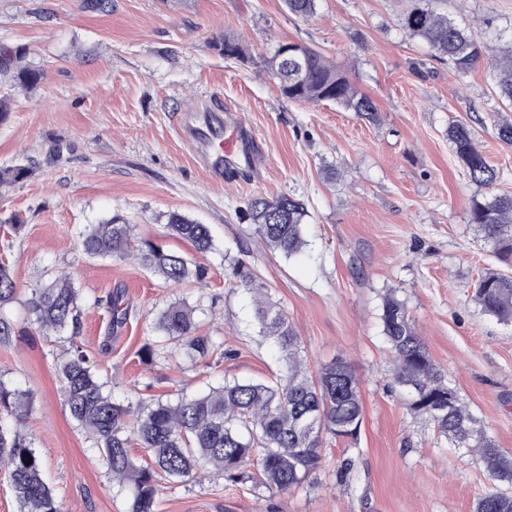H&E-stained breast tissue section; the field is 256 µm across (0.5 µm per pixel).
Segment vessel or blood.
I'll return each mask as SVG.
<instances>
[{
  "label": "vessel or blood",
  "instance_id": "b4317fda",
  "mask_svg": "<svg viewBox=\"0 0 512 512\" xmlns=\"http://www.w3.org/2000/svg\"><path fill=\"white\" fill-rule=\"evenodd\" d=\"M179 130L197 146L202 164L217 181L222 180L225 165L232 163L244 150L243 136L226 132L224 117L220 114L202 125L193 123L191 117H182Z\"/></svg>",
  "mask_w": 512,
  "mask_h": 512
}]
</instances>
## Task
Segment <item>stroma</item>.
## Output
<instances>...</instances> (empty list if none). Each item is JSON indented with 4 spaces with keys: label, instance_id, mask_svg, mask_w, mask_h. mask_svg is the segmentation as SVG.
<instances>
[{
    "label": "stroma",
    "instance_id": "1",
    "mask_svg": "<svg viewBox=\"0 0 512 512\" xmlns=\"http://www.w3.org/2000/svg\"><path fill=\"white\" fill-rule=\"evenodd\" d=\"M84 3L0 0V40L26 46L28 62L44 72L32 90L0 85L10 108L0 122V168L30 169L0 186V259L19 289L5 312L12 332L0 338V380L34 396L22 430L65 512L129 508L64 405L55 367L71 344L116 398L135 404L280 372L250 294L224 262L228 252L283 309L311 368L338 358L350 364L363 398L361 429L353 440L324 436L313 483L259 498L250 484L213 473L195 485L164 483L159 512H473L491 485L485 467L393 391L379 308L382 294L396 290L450 386L496 444L512 450V326L472 300L483 271L512 275V264L490 253L470 224L481 189L448 140L450 124L468 125L500 171L495 192L512 194V144L497 135L512 108L492 81L494 35L512 30V0H436L489 46L464 75L402 31L405 0H320L310 18L289 13L282 0H105L97 11ZM227 33L245 46L247 62L215 49ZM280 42L319 49L375 101L379 122L283 98L261 64ZM210 100L257 139L247 176L211 180L172 120ZM328 165L338 168L337 180L326 179ZM281 194L309 212L308 244L289 258L264 246L245 212L252 196ZM173 211L209 226L212 252L168 236ZM115 215L207 267L208 287H168L134 261L87 258L81 232ZM10 216L19 233L3 226ZM64 270L82 308L74 338L42 335L26 306L33 289ZM118 288L129 319L112 334L107 298ZM178 299L195 307L199 334L223 342L230 358L142 363L154 317ZM347 457L357 478L343 485L336 470Z\"/></svg>",
    "mask_w": 512,
    "mask_h": 512
}]
</instances>
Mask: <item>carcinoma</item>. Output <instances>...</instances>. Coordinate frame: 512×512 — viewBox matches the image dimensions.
I'll use <instances>...</instances> for the list:
<instances>
[{
	"label": "carcinoma",
	"mask_w": 512,
	"mask_h": 512,
	"mask_svg": "<svg viewBox=\"0 0 512 512\" xmlns=\"http://www.w3.org/2000/svg\"><path fill=\"white\" fill-rule=\"evenodd\" d=\"M319 0H285L293 14L311 17ZM400 26L412 38L427 42L442 59L466 74L481 61L484 46L429 0H413ZM502 42L493 66L499 96L512 104V38ZM226 59L244 61L245 49L231 36L217 44ZM284 56L280 46L264 56L268 72L279 80L285 98L293 102L328 101L378 121L373 100L360 93L346 73L316 50L289 43ZM26 47L0 43V81L14 88L32 89L43 71L25 62ZM448 140L468 178L487 192L472 199L469 222L487 249L503 261L512 259V195L490 191L500 179L499 170L479 150L472 132L460 123L448 127ZM24 166L0 169V184L27 176ZM247 215L265 246L292 256L307 246L305 204L288 194L274 198L257 195L248 200ZM167 233L190 241L200 253L213 249L209 227L179 212L167 215ZM82 252L89 257L134 259L163 283L206 286L207 269L168 253L150 239L136 236V225L113 217L89 225L81 236ZM240 285L256 295L255 319L259 336L279 348L283 371L271 381L241 382L226 379L208 392L176 401L158 400L134 406L116 400L87 365L82 348L72 344L58 361L56 372L63 401L77 426L95 442L106 458L112 479L128 492L130 512H158L161 481L196 483L214 469L233 483H251L256 495L284 493L311 481L321 467L322 434L354 438L360 432L363 403L351 366L336 359L317 373L307 368L301 338L288 317L270 301L263 285L238 268ZM18 288L6 262H0V311L17 299ZM123 293L109 297L110 326L126 320ZM474 301L480 311L512 325V275L498 271L482 274ZM36 328L44 335L80 328L78 291L71 276L56 275L36 288L26 300ZM195 308L184 301L168 304L156 316V340L143 345L140 354L150 361L169 346L192 357L214 354L227 357L222 344L197 333ZM383 336L393 358L392 384L409 410L432 422L457 448L477 453L491 487L476 501L474 512H512V452L488 437L480 418L448 384L430 357L406 302L394 293L383 295L380 306ZM32 393L0 380V470L5 472L18 502L19 512H64L43 478L42 462L33 439L18 425L32 413ZM138 440L151 463L144 466L131 455Z\"/></svg>",
	"instance_id": "1"
}]
</instances>
